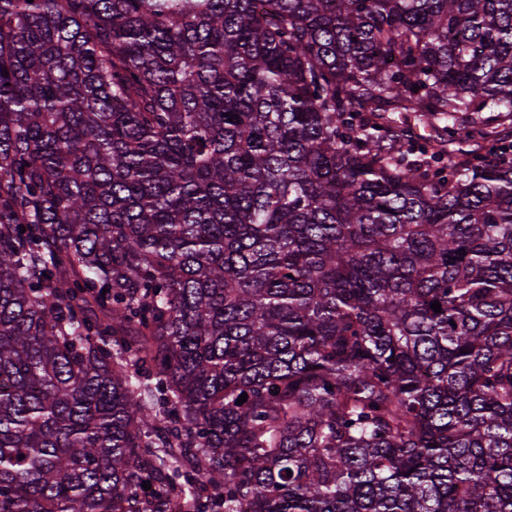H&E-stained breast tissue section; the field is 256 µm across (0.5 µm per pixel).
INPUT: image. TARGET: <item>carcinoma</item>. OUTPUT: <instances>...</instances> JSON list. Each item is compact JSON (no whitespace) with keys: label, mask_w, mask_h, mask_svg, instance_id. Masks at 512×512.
Returning a JSON list of instances; mask_svg holds the SVG:
<instances>
[{"label":"carcinoma","mask_w":512,"mask_h":512,"mask_svg":"<svg viewBox=\"0 0 512 512\" xmlns=\"http://www.w3.org/2000/svg\"><path fill=\"white\" fill-rule=\"evenodd\" d=\"M175 507L512 512V0H0V512Z\"/></svg>","instance_id":"obj_1"}]
</instances>
